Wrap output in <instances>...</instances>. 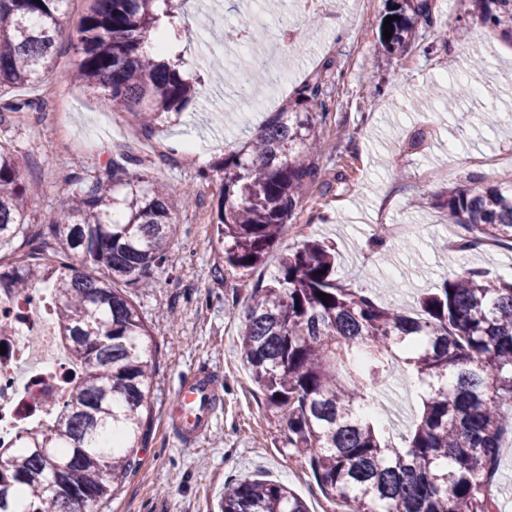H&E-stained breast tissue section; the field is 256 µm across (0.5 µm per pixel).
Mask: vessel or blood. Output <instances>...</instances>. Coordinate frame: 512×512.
<instances>
[{"label":"vessel or blood","instance_id":"b4317fda","mask_svg":"<svg viewBox=\"0 0 512 512\" xmlns=\"http://www.w3.org/2000/svg\"><path fill=\"white\" fill-rule=\"evenodd\" d=\"M220 390L210 371L197 370L186 378L174 395L178 411L170 418L178 442L191 443L204 435L215 416Z\"/></svg>","mask_w":512,"mask_h":512}]
</instances>
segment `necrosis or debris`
Returning <instances> with one entry per match:
<instances>
[{"label": "necrosis or debris", "mask_w": 512, "mask_h": 512, "mask_svg": "<svg viewBox=\"0 0 512 512\" xmlns=\"http://www.w3.org/2000/svg\"><path fill=\"white\" fill-rule=\"evenodd\" d=\"M0 317L16 325L14 335L0 338V439L7 441L16 420L44 410L48 395H61L68 370L44 295L1 298Z\"/></svg>", "instance_id": "obj_1"}]
</instances>
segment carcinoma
<instances>
[{
  "label": "carcinoma",
  "mask_w": 512,
  "mask_h": 512,
  "mask_svg": "<svg viewBox=\"0 0 512 512\" xmlns=\"http://www.w3.org/2000/svg\"><path fill=\"white\" fill-rule=\"evenodd\" d=\"M65 0H0V110H42L5 95L46 78L56 65ZM76 71L69 84L97 92L100 106L126 110L147 133L178 119L195 88L178 62L144 51L156 8L174 23L173 0H87ZM460 12L512 39V0H461ZM428 0H392L391 38L405 50L428 20ZM321 79L303 83L291 108L224 155L214 253L247 275L288 233L327 105ZM20 160L0 146V242L22 239L26 259L0 262V297L43 289L74 370L49 424L0 442V512H97L138 464L149 431L152 330L125 294L147 288L169 260L177 203L150 175L112 163L80 180L37 228L26 222L32 186ZM468 232L460 249L512 248V189L478 187L471 176L435 198ZM327 294L322 302L317 293ZM242 357L288 444L303 454L327 498L347 512H496L490 486L512 436V281L480 269L446 278L409 316L336 279L335 249L310 239L280 257L277 273L252 289L240 335ZM411 368L424 385L423 411L402 446L369 411L371 391ZM119 439L107 444L102 433ZM65 470L51 479L52 462ZM221 512H308L283 484L257 478L224 489Z\"/></svg>",
  "instance_id": "1"
}]
</instances>
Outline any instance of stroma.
I'll use <instances>...</instances> for the list:
<instances>
[{
  "instance_id": "1",
  "label": "stroma",
  "mask_w": 512,
  "mask_h": 512,
  "mask_svg": "<svg viewBox=\"0 0 512 512\" xmlns=\"http://www.w3.org/2000/svg\"><path fill=\"white\" fill-rule=\"evenodd\" d=\"M430 2L418 41L400 52L379 43L386 0H367L354 14L342 8L331 18L316 5L286 23L278 18L279 0H252L247 10L240 0H221L219 11L205 14L195 0H185L169 36L195 80L196 97L179 123L154 130L164 146L154 153L145 146L126 148L128 135L142 133L128 112L104 111L92 94L74 86H66L67 98L55 95L54 86L66 85L65 73L79 62L78 29L88 7L86 0H68L53 75L14 91L18 98L47 100L46 110L0 114V145L19 157L25 180L42 183L27 200L29 222L40 223L80 178L105 174L127 152L136 158V170L164 182L170 193L193 194L173 216L177 229L168 266L153 271L151 287L134 291L158 350L150 430L139 466L103 512H218L226 484L257 475L294 489L310 512H342L321 493L303 455L289 446L285 421L268 407L241 356L239 329L251 288L276 272L286 248L310 238L335 243L337 279L378 303L411 312L419 295L463 267L512 279L511 248L435 251L434 242L449 235L447 211L410 206L415 196L434 198L471 174L486 185L512 187V82L504 77L512 68V45L476 24L467 42H460L456 0ZM247 12L267 35L288 29L313 33L314 39L302 49L289 46L288 64L272 67L263 50L242 58L226 52L224 35L239 28ZM475 51L487 60L486 71L471 68ZM215 57L222 58L223 69L209 68ZM284 70L299 83L324 75L329 113L317 123L318 174L299 197L294 229L270 248L264 264L245 277L220 273L211 248L223 178L216 166L272 114L257 103L241 104L232 90L255 73L263 75L267 89H276ZM453 81L478 92L450 100L446 86ZM431 85L437 90L431 107L413 110L411 100ZM182 139L204 150L208 165L177 150ZM380 227L387 230L381 238ZM199 369L215 372L222 403L209 431L182 446L169 433L168 409L179 383ZM421 409L411 373L401 371L379 407L382 418L404 434Z\"/></svg>"
}]
</instances>
